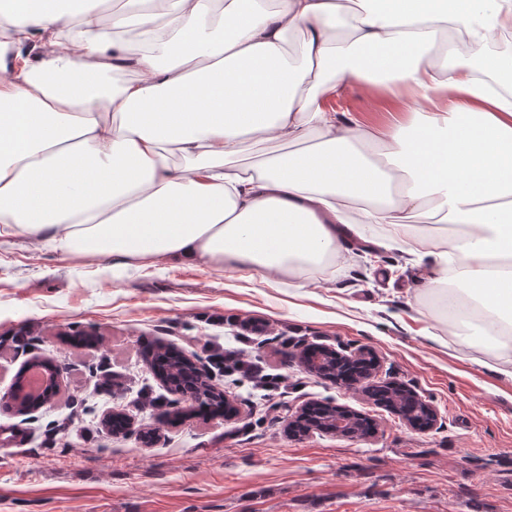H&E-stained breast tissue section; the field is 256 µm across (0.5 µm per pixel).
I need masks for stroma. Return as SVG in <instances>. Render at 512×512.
Here are the masks:
<instances>
[{
    "label": "stroma",
    "mask_w": 512,
    "mask_h": 512,
    "mask_svg": "<svg viewBox=\"0 0 512 512\" xmlns=\"http://www.w3.org/2000/svg\"><path fill=\"white\" fill-rule=\"evenodd\" d=\"M355 258L330 280L284 279L208 265H137L117 256H60L0 238V395L37 358L61 368L39 409L12 407L0 423L24 430L0 445V512H512V378L457 342L421 294L429 262L353 239ZM249 346L263 363L278 338L370 348L374 384L409 389L437 412L417 429L379 403L280 356L271 391L239 375L215 384L230 419L172 425L130 401L167 388L143 356L173 347L204 366L206 345ZM332 402L375 425L351 438L288 421ZM275 415H268V408ZM122 410L131 425L112 433Z\"/></svg>",
    "instance_id": "35a3bbf8"
}]
</instances>
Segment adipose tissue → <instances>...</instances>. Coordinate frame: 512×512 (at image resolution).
<instances>
[{
	"label": "adipose tissue",
	"mask_w": 512,
	"mask_h": 512,
	"mask_svg": "<svg viewBox=\"0 0 512 512\" xmlns=\"http://www.w3.org/2000/svg\"><path fill=\"white\" fill-rule=\"evenodd\" d=\"M54 2L0 10V237L325 277L383 224L433 257L449 333L512 377V102L473 77L512 81V59L430 55L447 30L511 28L512 0H132L72 22ZM350 85L394 118L323 107ZM250 142L287 150L239 164Z\"/></svg>",
	"instance_id": "1"
}]
</instances>
